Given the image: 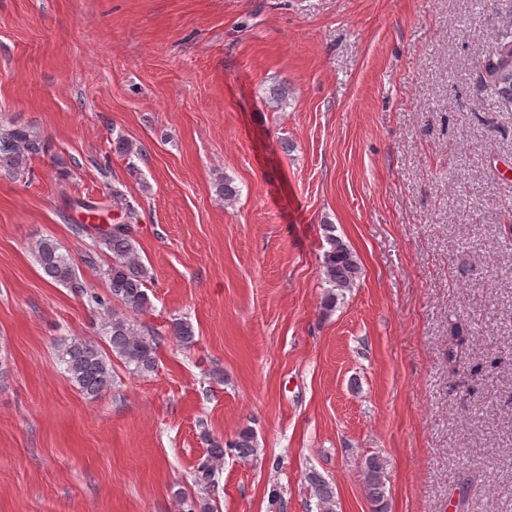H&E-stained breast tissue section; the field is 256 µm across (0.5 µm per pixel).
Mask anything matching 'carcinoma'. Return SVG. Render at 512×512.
I'll list each match as a JSON object with an SVG mask.
<instances>
[{
    "label": "carcinoma",
    "mask_w": 512,
    "mask_h": 512,
    "mask_svg": "<svg viewBox=\"0 0 512 512\" xmlns=\"http://www.w3.org/2000/svg\"><path fill=\"white\" fill-rule=\"evenodd\" d=\"M487 68L491 70L490 83L504 100L512 101V38L498 39L491 51ZM114 150L127 157L129 165L133 158L141 155V149L132 141L119 136L113 141ZM45 151L40 137L25 127L0 129V171L23 174L29 161ZM125 217L110 230H101L98 242L111 257V264L104 272L108 279L111 297L118 300L133 314H140L151 307L147 293L148 270L140 255L137 239L135 207L125 204ZM325 241L328 248L323 252L320 266L322 281L326 284L322 309L329 313L337 302L344 298L360 278V261L348 245L336 235L331 224L325 225ZM34 254L44 275L52 282L66 286L98 308H108V301L91 291L80 279L73 260L63 252L61 246L51 238H42L35 243ZM106 335L112 356L125 365L133 367L139 374L152 373L157 366V350L162 336L145 328L119 313H112L106 320ZM171 336L186 348L194 344L195 332L192 324L182 318H174L170 325ZM58 360L65 364L70 382L87 398L93 399L112 386L110 360L93 345L73 338L58 346ZM201 440L206 445V454L197 463L193 482L207 492L216 485V475L224 467L225 456H233L247 462L257 455V440L252 428L240 429L236 437L226 442L201 430ZM386 465L378 457L366 459L363 479L368 496L380 503L385 494ZM305 479L311 495L316 499L317 512H336V491L318 472L311 470Z\"/></svg>",
    "instance_id": "1"
}]
</instances>
